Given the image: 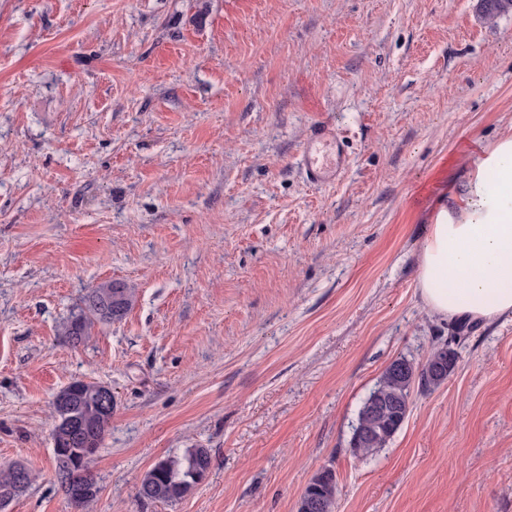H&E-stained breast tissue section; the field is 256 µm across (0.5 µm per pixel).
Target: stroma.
I'll list each match as a JSON object with an SVG mask.
<instances>
[{"label":"stroma","instance_id":"stroma-1","mask_svg":"<svg viewBox=\"0 0 512 512\" xmlns=\"http://www.w3.org/2000/svg\"><path fill=\"white\" fill-rule=\"evenodd\" d=\"M350 166L309 182L313 123ZM512 129V12L478 0H0V467L5 512H75L54 395L111 387L90 512H512V316L456 326L418 291L439 198ZM135 290L70 346L90 288ZM454 343L391 441L349 442L386 367ZM209 449L177 504L160 457ZM210 467L211 454L206 448H190L181 457H162L144 473L139 497L162 503L182 500L206 477ZM34 476L22 464H13L0 470V509L5 507L17 496L26 492ZM336 484L333 469L326 467L315 473L298 501L297 512H334Z\"/></svg>","mask_w":512,"mask_h":512}]
</instances>
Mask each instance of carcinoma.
<instances>
[{
    "label": "carcinoma",
    "mask_w": 512,
    "mask_h": 512,
    "mask_svg": "<svg viewBox=\"0 0 512 512\" xmlns=\"http://www.w3.org/2000/svg\"><path fill=\"white\" fill-rule=\"evenodd\" d=\"M487 21L512 10V0H479ZM135 299L133 289L122 282L103 283L87 292L83 307L65 326L67 342L75 346L101 323L122 319ZM457 356L448 346L431 352L425 362L407 358L393 361L382 373L374 389L360 406L350 446L367 457L384 447L405 422L414 386L431 390L447 380ZM97 383L73 380L59 390L53 400L57 425L53 432L57 482L78 512H85L98 492L92 465L112 419L95 397ZM211 454L206 448H190L181 457L166 456L148 469L140 482L139 497L144 501L173 503L188 495L206 477ZM34 476L22 464L0 470V509L26 492ZM336 474L331 468L315 473L301 495L297 512H335Z\"/></svg>",
    "instance_id": "obj_1"
}]
</instances>
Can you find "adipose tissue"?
I'll use <instances>...</instances> for the list:
<instances>
[{
  "instance_id": "1",
  "label": "adipose tissue",
  "mask_w": 512,
  "mask_h": 512,
  "mask_svg": "<svg viewBox=\"0 0 512 512\" xmlns=\"http://www.w3.org/2000/svg\"><path fill=\"white\" fill-rule=\"evenodd\" d=\"M418 290L451 323L512 315V131L475 159L458 204L435 209Z\"/></svg>"
}]
</instances>
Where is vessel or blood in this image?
Returning a JSON list of instances; mask_svg holds the SVG:
<instances>
[{
  "mask_svg": "<svg viewBox=\"0 0 512 512\" xmlns=\"http://www.w3.org/2000/svg\"><path fill=\"white\" fill-rule=\"evenodd\" d=\"M301 168L308 181L330 185L338 181L349 166L347 143L330 125H314L299 155Z\"/></svg>",
  "mask_w": 512,
  "mask_h": 512,
  "instance_id": "b4317fda",
  "label": "vessel or blood"
}]
</instances>
